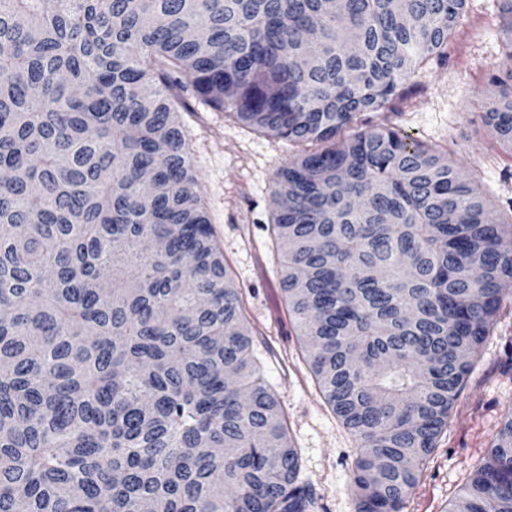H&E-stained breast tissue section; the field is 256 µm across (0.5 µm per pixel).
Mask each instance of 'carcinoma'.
<instances>
[{"label": "carcinoma", "mask_w": 512, "mask_h": 512, "mask_svg": "<svg viewBox=\"0 0 512 512\" xmlns=\"http://www.w3.org/2000/svg\"><path fill=\"white\" fill-rule=\"evenodd\" d=\"M464 3L0 0V512H315L191 171L189 90L304 147L273 193L288 312L359 441L357 512H403L512 291V217L354 124ZM499 13L485 122L512 149ZM451 512H512V414Z\"/></svg>", "instance_id": "1"}]
</instances>
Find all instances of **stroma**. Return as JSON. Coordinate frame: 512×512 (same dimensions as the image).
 <instances>
[{
    "label": "stroma",
    "mask_w": 512,
    "mask_h": 512,
    "mask_svg": "<svg viewBox=\"0 0 512 512\" xmlns=\"http://www.w3.org/2000/svg\"><path fill=\"white\" fill-rule=\"evenodd\" d=\"M499 6V0H466L464 16L448 39L447 61H430L411 77L404 97L389 108L362 113L357 123L364 130L392 127L425 145L444 147L496 214L512 208V151L484 120L490 69L504 51ZM182 123L215 245L240 290L255 354L301 456V477L313 487L318 512H356L352 462L358 443L307 367L288 314L280 252L270 237L277 172L299 148L202 104L183 113ZM511 343L512 301L503 304L492 336L475 355L405 512H448L458 489L484 463L502 418L512 410V378L500 372Z\"/></svg>",
    "instance_id": "1"
}]
</instances>
